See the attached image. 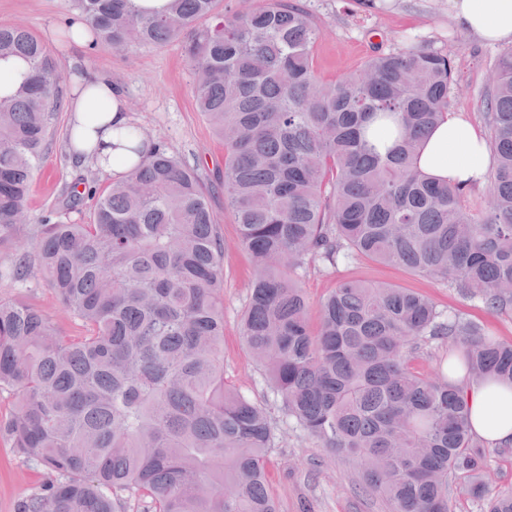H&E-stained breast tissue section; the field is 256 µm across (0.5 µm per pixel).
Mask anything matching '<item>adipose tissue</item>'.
Listing matches in <instances>:
<instances>
[{
	"label": "adipose tissue",
	"mask_w": 512,
	"mask_h": 512,
	"mask_svg": "<svg viewBox=\"0 0 512 512\" xmlns=\"http://www.w3.org/2000/svg\"><path fill=\"white\" fill-rule=\"evenodd\" d=\"M450 5L467 35L485 43L512 44V0H450ZM84 48L81 38L70 46L72 64L78 69L69 97L70 149L105 173L121 176L136 160L124 138L132 128L126 100L112 81L81 70ZM492 165L483 130L460 112L449 113L429 132L419 157L427 175L465 188L482 184ZM450 378L467 395L475 436L490 448L512 444V388L491 379L472 380L460 369Z\"/></svg>",
	"instance_id": "1"
}]
</instances>
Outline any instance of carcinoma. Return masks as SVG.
Listing matches in <instances>:
<instances>
[{"label":"carcinoma","instance_id":"cac0c4a2","mask_svg":"<svg viewBox=\"0 0 512 512\" xmlns=\"http://www.w3.org/2000/svg\"><path fill=\"white\" fill-rule=\"evenodd\" d=\"M219 0H80L86 32L115 48L179 41L197 109L224 141V199L255 275L241 336L286 418L351 457L392 512H449L452 480L482 499L487 454L446 376L412 366L431 339L476 379L512 383V342L425 296L344 279L312 328L299 272L365 257L512 310V48L485 95L490 202L434 183L415 163L448 113L453 63L424 45L377 55L334 82L312 60L319 30L293 0L234 11ZM22 72L0 95V248L25 222L33 170L60 104L54 55L0 26ZM387 122L384 149L368 139ZM96 200L89 224H41L10 274L38 268L82 330L0 300V434L47 468L18 512H277L265 463L275 427L224 384V238L197 170L156 145ZM485 512H512V488Z\"/></svg>","mask_w":512,"mask_h":512}]
</instances>
